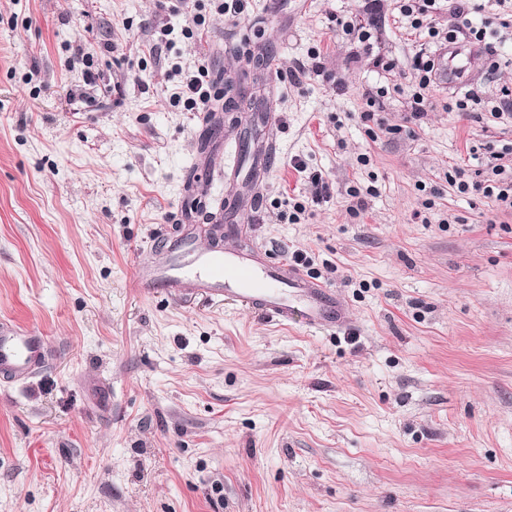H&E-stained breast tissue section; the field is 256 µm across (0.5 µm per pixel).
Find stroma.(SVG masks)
I'll list each match as a JSON object with an SVG mask.
<instances>
[{"label": "stroma", "instance_id": "1", "mask_svg": "<svg viewBox=\"0 0 512 512\" xmlns=\"http://www.w3.org/2000/svg\"><path fill=\"white\" fill-rule=\"evenodd\" d=\"M200 3L193 40L156 0H0V320L49 351L0 383V512H512V210L445 179L512 141L490 115L512 42L480 55L468 111L436 82L420 123L373 133L367 92L386 87L400 125L413 91L395 0H248L234 22ZM344 16L378 21L369 44ZM201 63L228 97L262 74L278 117L262 212L236 239L212 238L225 185L202 132L230 151L243 127L172 103L176 67ZM314 172L331 184L317 204ZM352 186L375 189L357 215ZM169 232L303 253L346 324L139 294Z\"/></svg>", "mask_w": 512, "mask_h": 512}]
</instances>
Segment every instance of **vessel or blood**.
I'll return each mask as SVG.
<instances>
[{
  "instance_id": "obj_1",
  "label": "vessel or blood",
  "mask_w": 512,
  "mask_h": 512,
  "mask_svg": "<svg viewBox=\"0 0 512 512\" xmlns=\"http://www.w3.org/2000/svg\"><path fill=\"white\" fill-rule=\"evenodd\" d=\"M472 54L460 45L448 48L441 79L462 86ZM133 284L142 294L163 290L179 297H221L288 323L302 313L309 328L329 330L345 323L347 312L332 288L298 266L274 261L257 248L198 249L188 237H161L151 256L136 267ZM46 360L45 340L30 328L0 323V379L17 381L35 375Z\"/></svg>"
}]
</instances>
